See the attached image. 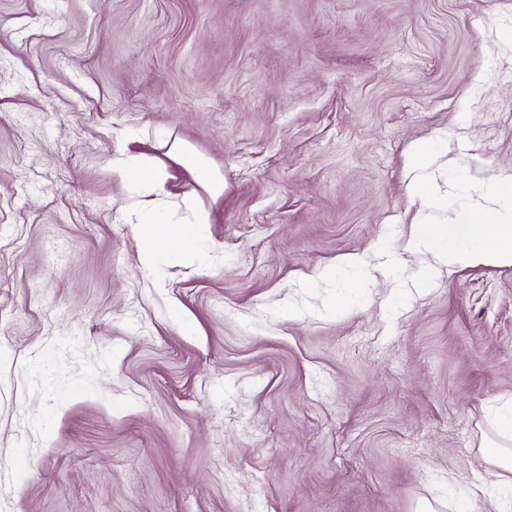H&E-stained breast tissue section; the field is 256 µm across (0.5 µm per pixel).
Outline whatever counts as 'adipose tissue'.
I'll return each instance as SVG.
<instances>
[{"label":"adipose tissue","mask_w":512,"mask_h":512,"mask_svg":"<svg viewBox=\"0 0 512 512\" xmlns=\"http://www.w3.org/2000/svg\"><path fill=\"white\" fill-rule=\"evenodd\" d=\"M137 235L149 241L147 262L169 255L191 260L195 257L193 228L173 227L146 216L136 224ZM421 243L438 244L437 258L450 265L491 263L512 266V213L499 215L492 224H452L421 236Z\"/></svg>","instance_id":"1"}]
</instances>
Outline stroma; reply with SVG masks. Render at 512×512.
<instances>
[{
	"label": "stroma",
	"mask_w": 512,
	"mask_h": 512,
	"mask_svg": "<svg viewBox=\"0 0 512 512\" xmlns=\"http://www.w3.org/2000/svg\"><path fill=\"white\" fill-rule=\"evenodd\" d=\"M172 139L222 194L113 173ZM506 168L512 0H0L8 512H488L512 266L410 245ZM136 234L149 242L151 247L146 252V265L150 267L158 255H169L187 260L195 259L193 242L196 231L192 227H172L161 224L152 215L146 216L135 224Z\"/></svg>",
	"instance_id": "1"
}]
</instances>
